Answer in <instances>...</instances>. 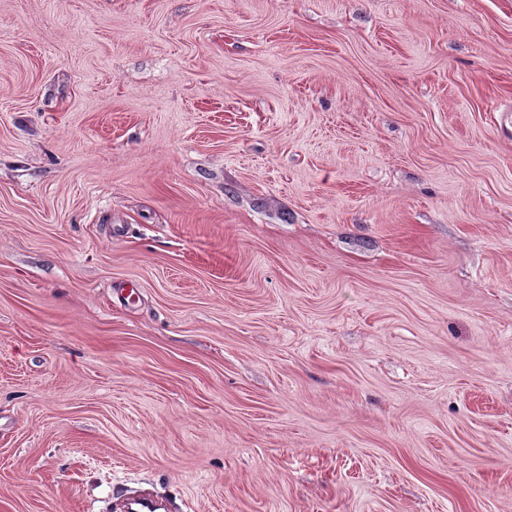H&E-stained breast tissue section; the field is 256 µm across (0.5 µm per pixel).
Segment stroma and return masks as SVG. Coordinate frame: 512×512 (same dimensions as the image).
Segmentation results:
<instances>
[{"label": "stroma", "instance_id": "obj_1", "mask_svg": "<svg viewBox=\"0 0 512 512\" xmlns=\"http://www.w3.org/2000/svg\"><path fill=\"white\" fill-rule=\"evenodd\" d=\"M512 512V0H0V512Z\"/></svg>", "mask_w": 512, "mask_h": 512}]
</instances>
